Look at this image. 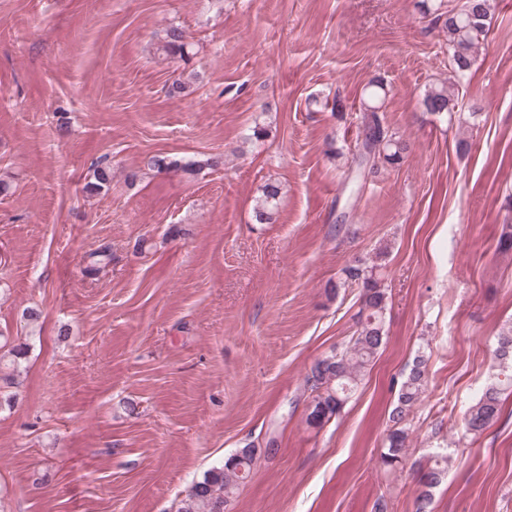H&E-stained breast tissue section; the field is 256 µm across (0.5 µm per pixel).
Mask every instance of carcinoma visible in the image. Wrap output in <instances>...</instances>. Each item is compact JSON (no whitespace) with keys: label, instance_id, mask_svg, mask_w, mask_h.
I'll return each mask as SVG.
<instances>
[{"label":"carcinoma","instance_id":"obj_1","mask_svg":"<svg viewBox=\"0 0 512 512\" xmlns=\"http://www.w3.org/2000/svg\"><path fill=\"white\" fill-rule=\"evenodd\" d=\"M494 15L492 0H462L455 10L441 12L433 21L441 24L442 32L451 52V64L458 75L470 71L476 61L477 51L489 35ZM158 50L173 60H184L189 56L186 32L178 25L170 24L157 34ZM389 94L388 84L382 79L371 81L364 89L360 115L361 133L366 135L363 146L378 153L370 163L374 170L380 165L397 167L407 158L409 143L390 131L383 113V105ZM452 94L443 82L428 87L422 103L425 111L432 115L452 112ZM220 159L212 157L204 162L181 163L164 158L151 159L150 165L158 171H180L194 176L204 167H216ZM112 183V171L100 167L94 171V181L87 185L92 194L107 192ZM280 185L267 182L253 207V218L259 224L275 220ZM345 283L361 288L357 329L349 341L330 354L317 360L311 368L306 384L312 394L307 421L322 426L337 416L351 393L363 380L366 372L384 344L383 314L387 295L376 277V266H368L358 259L343 269ZM498 373L483 389L479 399L463 416L466 433L479 436L498 418L501 411V395L512 389V325L504 326L497 335L494 349ZM426 386V360H414L408 374L397 392V399L389 414L391 427L387 435V446L381 455L383 464L395 468L408 453L410 437L407 420L414 407L421 401ZM256 449L242 448L227 457L224 464L212 468L202 480L193 484L181 501L178 512H224V504L234 497L240 485L249 477ZM449 457L435 461L434 465L419 468V483L422 491L416 496L415 512H429L432 490L443 480Z\"/></svg>","mask_w":512,"mask_h":512}]
</instances>
